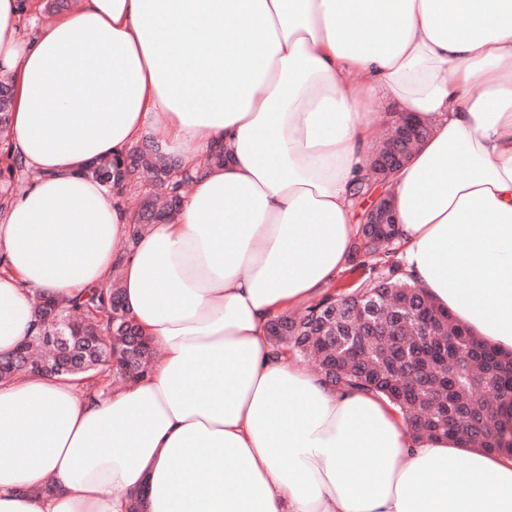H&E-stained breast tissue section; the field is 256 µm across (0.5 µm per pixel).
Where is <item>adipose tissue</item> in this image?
<instances>
[{
	"instance_id": "1",
	"label": "adipose tissue",
	"mask_w": 512,
	"mask_h": 512,
	"mask_svg": "<svg viewBox=\"0 0 512 512\" xmlns=\"http://www.w3.org/2000/svg\"><path fill=\"white\" fill-rule=\"evenodd\" d=\"M42 8L0 0L8 158L35 174L0 209V355L36 293L117 271L161 356L109 394L0 381V512H512V455L418 440L266 339L348 265L383 100L432 129L390 186L405 273L512 351V0H81L23 36ZM149 137L196 180L136 235L85 169Z\"/></svg>"
}]
</instances>
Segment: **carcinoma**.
Here are the masks:
<instances>
[{"instance_id": "1", "label": "carcinoma", "mask_w": 512, "mask_h": 512, "mask_svg": "<svg viewBox=\"0 0 512 512\" xmlns=\"http://www.w3.org/2000/svg\"><path fill=\"white\" fill-rule=\"evenodd\" d=\"M124 188L148 176L162 180L168 200L159 207L143 201L134 214L140 227L174 215L181 192L194 181L162 157L132 151L119 161L104 160L93 169L103 183L112 174ZM395 239L359 238L351 263L377 271L375 278L350 291L326 293L298 317L286 314L268 325L274 355L310 361L325 382L336 388L356 387L385 396L411 431L421 439L452 432L464 445L488 452L512 454V352L503 353L457 324L411 283L402 265L391 260ZM119 273L103 288H94L58 306L60 326L75 336L97 342L81 346L74 376L91 374L134 381L151 366L154 347L121 301ZM378 324V335L362 336L366 321ZM56 330L40 324L31 338L35 360L51 358L44 337Z\"/></svg>"}]
</instances>
